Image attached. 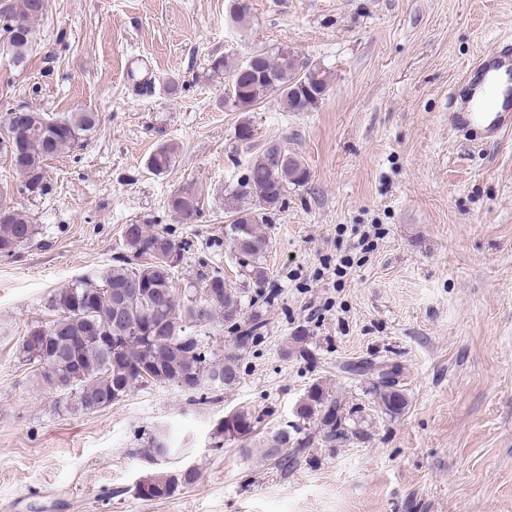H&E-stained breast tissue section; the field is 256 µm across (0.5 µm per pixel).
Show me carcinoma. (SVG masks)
Returning <instances> with one entry per match:
<instances>
[{
	"mask_svg": "<svg viewBox=\"0 0 512 512\" xmlns=\"http://www.w3.org/2000/svg\"><path fill=\"white\" fill-rule=\"evenodd\" d=\"M13 13L22 23L21 35L8 42L9 59L25 60L33 42V24L42 16L30 13L29 0H15ZM217 74L227 73L230 83L224 94V109L250 112L263 101L276 97L288 112H309L325 96L329 86L327 71L318 64L299 59L289 48L274 52L254 49L242 63L231 56L211 63ZM29 122L16 132V142L0 139V153L10 160L20 181L19 192H45L46 162L60 155L100 127L96 112H70L59 118L28 108ZM177 147L163 144L150 154L148 168L155 174L168 171ZM309 170L282 145L269 143L252 159L245 175L230 190L231 221L225 227L231 250L244 256L242 275L257 282L267 277L264 266L268 242L258 225L267 213L281 208L288 193L306 185ZM170 209L189 220L200 211V199L190 185L175 190ZM38 228L24 209L0 204V254L10 255L32 242ZM122 238L128 254L106 273L102 285L78 282L59 289L50 301L57 317L45 325L32 327L21 342L25 361L38 365V378L52 392L75 396V408L96 412L122 399L133 389L155 384H174L181 379L186 391L209 385L208 375H219L221 386L230 387L240 379V358L258 339L264 321L259 313L244 316L241 296L214 270L204 277L202 295L177 299L172 285L175 270L189 252L190 243L147 224H126ZM220 316L229 324L234 351L222 358L210 356L191 328ZM371 393L380 412L400 415L407 400L396 384L383 379L371 383ZM291 429H279L254 438L256 419L238 408L217 424L216 437L241 442L240 451L256 456L281 471L295 468L312 445L307 426L318 430L325 442L358 440L361 421H352L341 400L318 382L311 384L299 400ZM167 439L159 433L147 437L140 449L146 459L156 461L169 455ZM198 473L184 469L152 475L138 488L148 500L168 499L196 483Z\"/></svg>",
	"mask_w": 512,
	"mask_h": 512,
	"instance_id": "cac0c4a2",
	"label": "carcinoma"
}]
</instances>
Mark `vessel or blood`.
I'll return each mask as SVG.
<instances>
[{
    "mask_svg": "<svg viewBox=\"0 0 512 512\" xmlns=\"http://www.w3.org/2000/svg\"><path fill=\"white\" fill-rule=\"evenodd\" d=\"M451 124L473 144L512 130V45L490 51L469 71Z\"/></svg>",
    "mask_w": 512,
    "mask_h": 512,
    "instance_id": "obj_1",
    "label": "vessel or blood"
}]
</instances>
